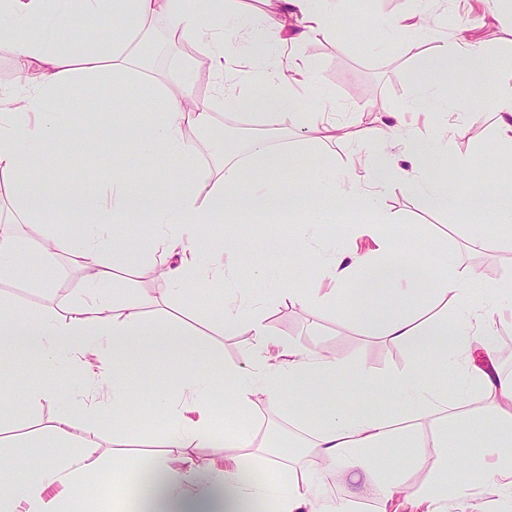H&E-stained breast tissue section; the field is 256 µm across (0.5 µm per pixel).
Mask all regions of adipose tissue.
<instances>
[{"label": "adipose tissue", "instance_id": "obj_1", "mask_svg": "<svg viewBox=\"0 0 512 512\" xmlns=\"http://www.w3.org/2000/svg\"><path fill=\"white\" fill-rule=\"evenodd\" d=\"M131 27L115 29L107 48L78 37L58 42L54 27L64 25L71 0H0V13L15 26L40 21L33 34L18 38L13 28H0V42L10 43L20 63L17 85L0 90V180L9 184L17 220L32 224L41 235L47 259L70 256L80 272L77 293L60 316L37 313L27 323L13 319L14 307L0 300V369L9 364L4 350L35 356L45 368L67 360L86 382L72 409L61 412L49 428L54 441L67 440L77 418L95 420L109 409H121L128 389L111 373L112 367L130 353L151 361L188 349L202 363L200 372L187 376L174 398L166 400L168 422L161 437L165 453L147 461L114 465L113 484L136 481L135 512H239L251 502H272L276 512H352L357 494L326 502L319 482L310 474L281 479L274 456L254 458L269 478L251 482L244 478L242 458L225 457L208 468L197 466L193 451L210 446L219 433L215 400L220 390L230 393L232 411H248L257 401L276 408L285 392L305 398L293 418L306 432L310 445L325 463L362 483L384 507L402 500L409 512H447V458H439L430 479L420 486L409 482L418 457L405 459L396 469L384 470L379 454L412 440L422 422L437 425L432 445H448L446 426L473 394L483 395L494 414L471 421L470 428L483 439L484 461L479 471L481 495L470 494V474L457 480L456 512H484V500L512 490V377L499 368V348L494 341L493 319L512 315V289L485 287L477 265L441 251L437 263L443 271L432 284H425L419 265L402 260L394 238L386 231L392 216L385 210V195L391 184L427 195L432 208H443L447 197L446 177L441 176L418 150L409 123L410 116L428 111L432 89L452 71L479 73L485 65L481 44L463 42L440 46L420 64L415 94L404 111L390 113L369 127L348 133L352 144L371 145L369 159L353 155L352 166H366L365 181L351 173L326 182L300 185L285 191L272 185L282 163L266 136L249 139L240 160L224 159L214 174L191 179L180 190L168 188L161 177L140 184L125 174L124 141L113 142V174L102 190L90 197L61 195L36 176L41 145L71 138L68 128L49 108L67 92L112 78L128 82L149 80L152 69L130 33L142 30L146 21L162 17L181 37L212 48V63L223 70L226 57L239 54L244 44L278 35L287 19H294L304 35L334 36L335 0H285V11L271 16L259 7L236 12L232 30L216 36L215 24L205 23L212 0H198V8L186 10L184 0H124ZM264 72L268 91L246 99L236 85H219L215 101L195 98L193 85L181 79L175 85L155 83L152 105L162 111L157 124L131 127L130 136L149 149L160 148L172 166L196 170V153L185 131L206 130L217 122L215 107L233 112L250 107L256 120L265 112L290 115L307 129L328 130L320 107L308 105L314 94L304 63H283L267 52L251 57L238 83L251 84ZM348 206L377 215L373 224L361 225L360 237L367 247L351 251L320 252L316 276L305 288L275 291L274 300H289L302 306L337 309L350 315L371 336L381 337L405 349L414 359L409 370L387 380L362 374L366 389L377 392L379 404L349 412L326 404L348 378L346 363L328 352L310 351L297 343L275 337L264 320L263 308L253 306L246 281L259 275L255 266H245V239L207 247L195 235V226L213 223L215 217L233 222L245 212L293 214ZM66 216L76 224L73 236L43 233L47 216ZM143 225L142 247L166 256L158 272L166 294L183 297L198 281H212L209 298L219 299L225 331L251 332L255 351L262 361L259 372L228 366L213 348L194 333L171 322L148 321L145 308L161 304L162 298L141 290L124 298L112 292L117 270L125 267L127 252L118 233L121 225ZM428 296L434 306H453L451 320L422 326L402 308L407 297ZM380 299L381 308L370 305ZM452 366L458 374L454 388L429 386V373ZM321 409L313 418V409ZM97 464L89 454L71 455L47 463L28 483L13 478L14 465L0 467V512H85L83 487Z\"/></svg>", "mask_w": 512, "mask_h": 512}]
</instances>
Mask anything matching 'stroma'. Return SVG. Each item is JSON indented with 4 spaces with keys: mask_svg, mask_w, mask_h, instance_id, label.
<instances>
[{
    "mask_svg": "<svg viewBox=\"0 0 512 512\" xmlns=\"http://www.w3.org/2000/svg\"><path fill=\"white\" fill-rule=\"evenodd\" d=\"M352 0H336V34L323 39L305 37L299 26L289 28L287 50L307 64L316 90L325 97L327 118L339 126L360 121L369 125V116L359 115L360 105H371L377 112H394L413 95L418 68L425 57L432 55L443 43L463 39L479 41L484 45L486 65L481 79L464 75L449 77L444 85L436 87L435 96L448 99L454 108L451 116L437 122H420L418 147L441 168L452 166L454 160H472V167L456 182L448 186V206L443 210L430 207L421 195L408 193L401 185H393L385 196V207L397 222L389 231L396 237L399 256L406 261L427 268L431 276H438L435 262L438 249L458 254L464 262L477 263L488 269L487 284H505L512 280V253L494 248L500 235V223L492 208L470 210L462 208L458 198L464 194L492 195L512 189V148L496 143V113L484 105L502 86L512 85V12L501 11L492 16L490 0H377L374 11L362 18L352 16ZM419 14L426 17L430 32L398 33L393 20L400 15ZM149 42L159 49L152 63L161 79H168L172 62L178 57L194 61L189 79L197 98L210 97L218 81L214 68H201L206 52L191 41L171 44L167 38L165 20H155L147 34ZM149 89L144 85L128 87L123 100H116L112 88L106 84L85 87L82 94L64 96L52 106L59 120L67 125L74 138L88 139L96 147L76 161H69V144L47 143L39 177L53 183L63 193H90L112 175V140L129 124L157 123L162 116L148 103ZM266 128L273 133L272 145L283 155L284 166L276 172L273 184L286 189L299 184H313L332 171L348 169L354 150L347 137L325 141L303 126L275 116L267 120ZM251 135L241 114L223 113L213 130L198 134L194 144L201 162L196 172L177 169L164 155L143 160L135 144L126 148L127 169L138 172L140 167L155 169L165 174L169 185L206 177L214 171L226 149L240 150ZM369 156L370 147L358 150ZM371 214L347 207L324 211H307L293 216L250 214L237 224H207L205 238L226 241L243 236L249 242L250 260L258 262L263 272L249 282L252 297L269 299L274 289L293 279L295 273L305 278L313 276V254L297 245L294 227L298 224H319L327 240L336 247H348L355 225L373 222ZM479 229L485 246L473 245L472 229ZM142 225L127 224L122 235L129 247L130 270L118 282L119 287L137 291L159 289L152 271L164 260L161 252L139 251ZM19 236L26 252V261L17 276L0 280V291L18 304L16 321H26L30 311L38 310L61 314L70 299L66 283L74 274L65 260L47 261L39 238L27 225H20ZM154 319H177L204 333L209 343L222 354L226 363L253 370L258 365L254 356V340L250 332H225L219 301H198L196 290H189L180 299H173L163 309H151ZM265 322L271 332L283 340L302 347L336 353L351 366L363 369L374 378L383 380L406 370L412 363L406 351L379 337L371 336L353 320L339 311L326 308L301 307L283 301L266 310ZM197 361L183 354H173L148 363L139 357L128 358L117 369L120 379L128 382L132 391L128 397L131 411L126 419L128 433L112 430L105 422H97L93 450L100 459L103 473L89 481L90 512H120L123 496L114 492L105 471L113 462L125 461L140 453L144 443L153 440L164 430L167 419L156 408L154 396L173 392L182 375L199 371ZM11 388L9 415L0 417V459L11 460L29 448L33 442L47 440V428L65 408L70 407L74 393L84 384L82 376L59 365L54 373H46L34 358L18 357L9 368L0 373ZM36 385H48L53 397L33 406L25 398L26 391ZM298 397L282 402L276 409L258 404L250 414L238 418L240 426L253 428L259 434H268L271 428L282 433L297 432V425L289 418L290 407L298 406ZM486 402L474 397L470 405L448 424L449 462L468 459L471 468H479L480 435L470 431L468 421L481 415ZM434 428L423 424L415 444L382 452L383 466L394 467L401 458L420 455L421 464L410 476L412 485H420L428 477L437 459L430 443ZM285 470L308 471L321 479L325 492L344 494L351 489L348 475L340 472L323 473L322 465L311 452L294 448L280 451Z\"/></svg>",
    "mask_w": 512,
    "mask_h": 512,
    "instance_id": "obj_1",
    "label": "stroma"
}]
</instances>
